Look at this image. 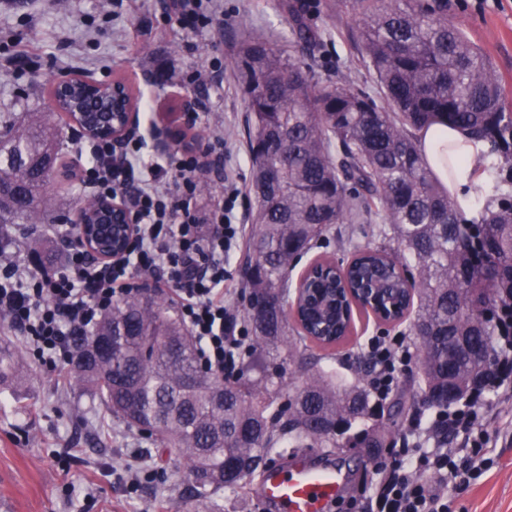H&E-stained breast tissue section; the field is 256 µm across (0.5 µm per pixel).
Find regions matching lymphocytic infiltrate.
<instances>
[{"instance_id":"1","label":"lymphocytic infiltrate","mask_w":512,"mask_h":512,"mask_svg":"<svg viewBox=\"0 0 512 512\" xmlns=\"http://www.w3.org/2000/svg\"><path fill=\"white\" fill-rule=\"evenodd\" d=\"M223 14V0H170L168 6L170 20L194 34L212 32ZM202 168L199 157L186 149L164 165L145 156L139 139L118 150L108 142L95 143L85 155V183L97 195L122 200L137 218L126 256L101 266L69 246L58 265L33 267L16 251L0 248V319L58 377L67 375L74 337L88 334L105 311L133 294L135 274L146 271L172 289L178 314L197 346L200 368L221 378L239 375L250 349L247 332L224 297V284L244 237L235 206L245 187L223 178L222 203L200 217L195 199ZM490 317L500 342L495 357L500 375L475 390L468 407L443 418L449 430L466 433L464 447L423 448L415 456L406 452L376 463L375 472L385 476L375 502L379 512H448L449 488L470 485L492 467L489 453L496 436L478 415L512 400L507 378L512 372V301L499 303ZM369 354L375 362L376 394L386 396L399 368L410 360L405 339H371Z\"/></svg>"}]
</instances>
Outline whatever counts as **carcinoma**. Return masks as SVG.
<instances>
[{
  "instance_id": "carcinoma-1",
  "label": "carcinoma",
  "mask_w": 512,
  "mask_h": 512,
  "mask_svg": "<svg viewBox=\"0 0 512 512\" xmlns=\"http://www.w3.org/2000/svg\"><path fill=\"white\" fill-rule=\"evenodd\" d=\"M360 16L358 42L390 108L360 90L314 78L311 65L263 40L246 39L235 62L251 113L248 148L256 203L248 251L245 314L252 326L251 369L219 382L200 369L195 342L178 314L146 294L112 305L96 330L74 342L70 376L129 425L150 432L186 459L197 503L263 468L267 453L286 443L337 448L336 427L365 417L374 390L336 382L320 368L287 399L280 388L295 348L280 315L298 257L334 224H361L374 210L389 225L371 228L391 238L414 262L419 279L413 344L419 392L412 404L443 415L479 384L496 352L488 313L512 299V168L506 153L512 108L486 58L448 24V0H352ZM297 42L316 34L293 13ZM443 123L491 143L479 163L499 169L501 197L487 206L473 262L472 237L448 191L430 172L418 132ZM59 132L48 122L19 125L0 115V228L44 224L53 209L44 169L59 156ZM349 285L381 282L389 299L406 304L407 286L383 247L357 254ZM112 341L105 358L81 359L94 341ZM14 346L0 342V383L19 374ZM247 464L236 479L225 468Z\"/></svg>"
}]
</instances>
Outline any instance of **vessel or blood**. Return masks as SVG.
Segmentation results:
<instances>
[{"label": "vessel or blood", "instance_id": "1", "mask_svg": "<svg viewBox=\"0 0 512 512\" xmlns=\"http://www.w3.org/2000/svg\"><path fill=\"white\" fill-rule=\"evenodd\" d=\"M342 483L339 470L297 458L293 465L269 463L261 479L264 502L280 512H328Z\"/></svg>", "mask_w": 512, "mask_h": 512}]
</instances>
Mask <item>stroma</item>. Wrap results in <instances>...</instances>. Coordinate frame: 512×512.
<instances>
[{"mask_svg": "<svg viewBox=\"0 0 512 512\" xmlns=\"http://www.w3.org/2000/svg\"><path fill=\"white\" fill-rule=\"evenodd\" d=\"M168 2L138 0L136 12L113 19L110 0H0V113L18 121L49 114V82L67 54L72 71L126 78L136 96L150 102L153 116L141 119L138 133L147 155L161 162L172 153L166 145L167 104L183 95H207L210 110L194 131L205 137L223 128L229 150L224 175L249 182L248 112L235 69L237 51L249 38L289 47L295 7L318 34L311 48L315 79L379 94L359 51L358 16L349 0H224L220 43L209 34L186 36L168 22ZM448 22L481 48L512 105V0H448ZM14 36L26 47L30 65L10 64L4 45ZM190 43L195 51H187ZM215 57L224 62L222 84L181 85V76L208 69ZM409 330L406 320L385 327L361 316L347 344L325 349L311 343L305 353L346 381L373 337ZM1 336L12 338L24 374L0 386V512H194L181 456L159 450L74 382H60L3 322ZM488 423L501 431L495 463L470 486L449 490L448 512H512V404L502 405ZM317 454L331 457L348 474L333 512H359L354 499L360 486L377 495L381 478L364 449L346 443ZM133 464L148 477L132 491L127 469Z\"/></svg>", "mask_w": 512, "mask_h": 512, "instance_id": "1", "label": "stroma"}]
</instances>
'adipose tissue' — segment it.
I'll use <instances>...</instances> for the list:
<instances>
[{"label":"adipose tissue","instance_id":"adipose-tissue-1","mask_svg":"<svg viewBox=\"0 0 512 512\" xmlns=\"http://www.w3.org/2000/svg\"><path fill=\"white\" fill-rule=\"evenodd\" d=\"M420 144L427 165L447 188L458 212L466 219H479L473 187L479 180L475 160L481 144L475 143L466 130L450 125H435L423 131Z\"/></svg>","mask_w":512,"mask_h":512}]
</instances>
